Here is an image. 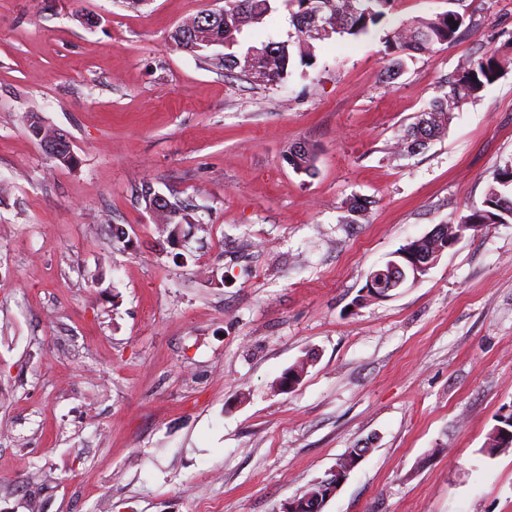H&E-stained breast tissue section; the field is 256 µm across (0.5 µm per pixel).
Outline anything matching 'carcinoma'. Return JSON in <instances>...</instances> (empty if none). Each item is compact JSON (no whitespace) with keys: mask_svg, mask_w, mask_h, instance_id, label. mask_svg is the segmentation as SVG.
<instances>
[{"mask_svg":"<svg viewBox=\"0 0 512 512\" xmlns=\"http://www.w3.org/2000/svg\"><path fill=\"white\" fill-rule=\"evenodd\" d=\"M393 0H288L296 8L292 22L296 29L293 42H256L242 47L246 28L260 24L271 11L270 0H224V29L202 27L180 36L171 33L170 39L191 53L205 51L213 40L224 41L221 65L227 71L235 69L254 81L273 85L288 75L293 53L300 59L315 57L316 44L333 35L359 38L370 28L381 23ZM469 29L467 15L448 10L431 18H415L393 28L387 35L388 59L384 66L387 79H395L404 72L407 60L414 53H429L438 45L456 41ZM512 58L494 51L479 58L463 60L456 68L448 92L432 101L417 116L415 122L395 138L392 148L398 154H415L440 137L448 127L449 115L458 107L476 97L486 86L497 81ZM288 163L299 174L316 173V151L310 144L299 143L290 150ZM371 201L354 198L347 211L353 215L351 224L366 219ZM512 220V161L497 170L486 189L481 206L474 207L460 217L456 224H437L421 238L408 241L398 251L425 261L448 249V240L466 234L476 235L487 224H507ZM487 447L490 453L512 448V411L497 419L489 433Z\"/></svg>","mask_w":512,"mask_h":512,"instance_id":"cac0c4a2","label":"carcinoma"}]
</instances>
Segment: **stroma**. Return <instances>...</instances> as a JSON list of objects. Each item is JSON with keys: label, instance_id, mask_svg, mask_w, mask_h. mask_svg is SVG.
I'll list each match as a JSON object with an SVG mask.
<instances>
[{"label": "stroma", "instance_id": "stroma-1", "mask_svg": "<svg viewBox=\"0 0 512 512\" xmlns=\"http://www.w3.org/2000/svg\"><path fill=\"white\" fill-rule=\"evenodd\" d=\"M223 5L0 0V512H282L357 446L323 512H512V449H486L512 409V223L353 305L512 160V68L426 149H391L439 78L512 53V0H394L274 86L170 41ZM271 6L246 42L294 36ZM450 9L471 28L383 81L387 33ZM298 142L315 176L286 162ZM147 185L186 208L178 239ZM354 197L367 223H345ZM66 133L59 129L45 127L43 124L36 131V140L43 152L50 156H58L65 151L63 144Z\"/></svg>", "mask_w": 512, "mask_h": 512}]
</instances>
